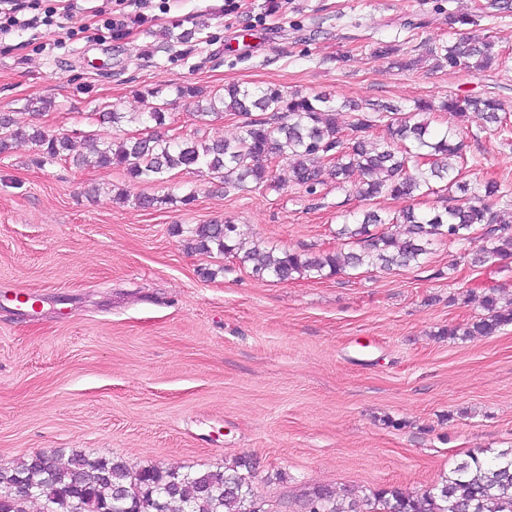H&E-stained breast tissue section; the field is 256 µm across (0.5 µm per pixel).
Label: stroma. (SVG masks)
Instances as JSON below:
<instances>
[{"label": "stroma", "mask_w": 512, "mask_h": 512, "mask_svg": "<svg viewBox=\"0 0 512 512\" xmlns=\"http://www.w3.org/2000/svg\"><path fill=\"white\" fill-rule=\"evenodd\" d=\"M81 26L0 35V112L22 125L102 138L140 124L99 125L98 112H143L138 89L161 88L184 137L231 138L229 112L198 119L175 86L225 84L326 92L412 108L451 94L491 95L512 111V11L483 17L509 58L478 75L401 72L376 42L417 55L448 39L449 13L487 0H150L143 18L106 29L73 0ZM199 31L170 43L167 32ZM55 107L32 118L28 99ZM462 124L464 181L512 185V123L436 111ZM278 183L225 191L207 173L175 170L167 186L126 184L118 171L41 162L30 144L0 154V466L56 448L119 458L132 468H215L248 457L271 512H300L306 491L363 495L425 488L467 454L512 448V326L452 338L481 313L485 289L512 298V259L473 265L436 244L422 266L360 269L288 282L254 276L229 255L186 247L187 228L231 220L248 240L289 251L336 249L359 201L333 185L315 195ZM190 204L139 208L166 187ZM126 188L119 202L115 191ZM215 271L212 279L203 278ZM39 296L36 313L15 297Z\"/></svg>", "instance_id": "obj_1"}]
</instances>
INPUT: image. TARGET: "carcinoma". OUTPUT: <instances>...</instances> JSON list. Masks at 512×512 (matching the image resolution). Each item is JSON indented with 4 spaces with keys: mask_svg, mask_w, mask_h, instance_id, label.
I'll return each instance as SVG.
<instances>
[{
    "mask_svg": "<svg viewBox=\"0 0 512 512\" xmlns=\"http://www.w3.org/2000/svg\"><path fill=\"white\" fill-rule=\"evenodd\" d=\"M452 36L423 43L414 58L400 56L395 44L379 42L375 53L392 59L400 70L426 61L433 67L484 72L505 65L494 36L480 25V15L448 14ZM176 96L194 104L193 115L231 112L244 117L232 139L184 138L170 133L167 113L159 106L135 114L149 133L145 137L93 141L94 161L73 153V139L41 126H19L0 114V153L23 140L37 148L44 161L71 160L79 167L117 169L131 183H163L176 169L208 172L224 182V190L259 189L276 180L271 160L288 166L290 182L309 195L326 182L336 189L354 187L364 201L378 198L410 200L436 192L433 183L454 186L460 196L439 208L417 211L359 209L344 216L336 230L355 246L345 253L332 250L292 252L257 245L243 249V233L230 221L196 224L187 230L188 247L198 253L217 251L251 265L253 274L278 281L317 274L338 275L362 266L389 270L418 266L433 246H465L480 234L483 245L473 261L512 258V208L501 205L507 188L498 180L479 187L459 181L468 163L469 144L453 128L433 130L428 121L401 116L396 105L375 113L362 111L351 101L336 103L318 92L288 96L272 87H242L232 83L224 92L203 97L191 84L175 87ZM443 108L460 117L472 111L490 124L507 125V111L494 97L454 94ZM350 113L348 133L339 124L342 111ZM386 135L373 137L377 123ZM483 314L466 327L448 328L443 336H491L512 325V302H501L499 291L482 296ZM253 466L245 458L215 469L180 471L148 465L131 470L119 459H90L79 451L60 448L18 459L0 467V512H26L25 504L54 495V512H271L256 492ZM301 512H512V448L491 457L471 453L440 480L418 492L399 487L375 489L368 495L339 497L315 487L302 499Z\"/></svg>",
    "mask_w": 512,
    "mask_h": 512,
    "instance_id": "carcinoma-1",
    "label": "carcinoma"
}]
</instances>
